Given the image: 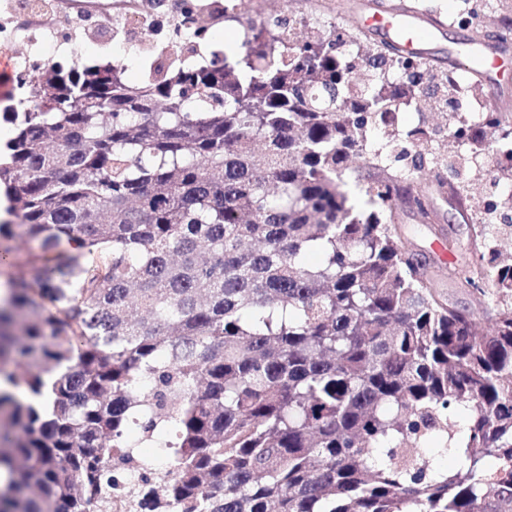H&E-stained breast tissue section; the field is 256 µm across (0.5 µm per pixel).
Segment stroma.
Instances as JSON below:
<instances>
[{"label": "stroma", "mask_w": 512, "mask_h": 512, "mask_svg": "<svg viewBox=\"0 0 512 512\" xmlns=\"http://www.w3.org/2000/svg\"><path fill=\"white\" fill-rule=\"evenodd\" d=\"M52 12L40 15L33 13L17 17L15 11H0V21L11 23L17 36H25L29 27H41L55 51V61L68 63L72 47L84 48V61L88 64H103L114 60L115 43L124 41L123 31L112 24V0H53ZM177 0H163L155 12L154 34L150 38L151 50L130 45L121 58L126 74L137 82L154 71L156 64L200 65L216 57L237 50V42L228 40V33L240 30L237 22L211 26L204 39L198 40L196 51L191 55L173 56L167 47L168 21ZM484 11V26L481 32L462 28L453 23L459 0H253L245 15L246 20L256 23L261 19L285 13L293 9L315 13L322 19L340 26L362 25L366 12L382 10L393 14L413 13L433 32L425 44V60L440 70H458L465 61L463 49L468 43H488L505 49L502 66L490 70L489 76L499 84L500 95L494 104L500 112L512 113V34L502 31L497 4ZM423 191L433 209L432 224H424L417 210L409 209L400 214L399 226L418 258L436 271V286L447 296L452 306L474 312L480 318L491 316L493 299L477 302L475 296L461 288L455 277L441 270L445 262L468 264L469 241L475 217L461 209L452 200L441 198L433 185H424ZM446 245V252H439V245Z\"/></svg>", "instance_id": "35a3bbf8"}]
</instances>
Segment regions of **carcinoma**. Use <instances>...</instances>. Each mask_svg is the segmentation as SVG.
<instances>
[{
	"label": "carcinoma",
	"mask_w": 512,
	"mask_h": 512,
	"mask_svg": "<svg viewBox=\"0 0 512 512\" xmlns=\"http://www.w3.org/2000/svg\"><path fill=\"white\" fill-rule=\"evenodd\" d=\"M483 0H461L479 32ZM253 29L233 58L132 83L112 63L36 66L0 116V512H100L113 462L164 448L143 512H512V260L506 204L448 185L500 147L483 86L399 43ZM367 157L356 206L347 162ZM469 203L473 268L503 301L448 304L399 232L421 190ZM39 242L21 254L12 242ZM467 410L459 420L458 410ZM453 447L466 464L444 468Z\"/></svg>",
	"instance_id": "obj_1"
}]
</instances>
